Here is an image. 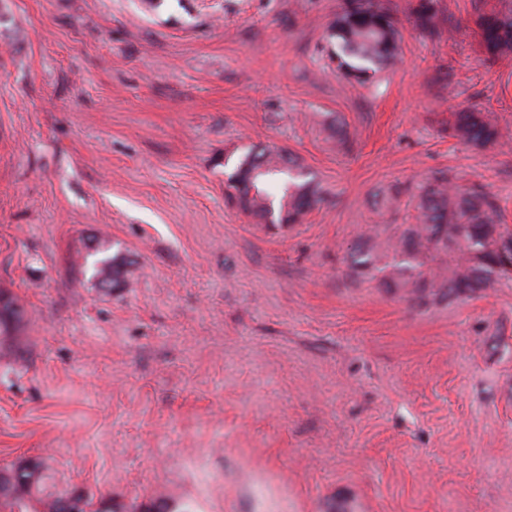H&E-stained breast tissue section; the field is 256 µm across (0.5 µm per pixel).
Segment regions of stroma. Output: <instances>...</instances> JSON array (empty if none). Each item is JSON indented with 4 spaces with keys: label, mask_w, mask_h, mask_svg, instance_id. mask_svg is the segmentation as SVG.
Returning a JSON list of instances; mask_svg holds the SVG:
<instances>
[{
    "label": "stroma",
    "mask_w": 512,
    "mask_h": 512,
    "mask_svg": "<svg viewBox=\"0 0 512 512\" xmlns=\"http://www.w3.org/2000/svg\"><path fill=\"white\" fill-rule=\"evenodd\" d=\"M381 2L398 57L360 83L343 0H0V467L115 512H512V279L423 306L346 263L441 172L512 225V55L479 0ZM473 106L495 145L449 133ZM264 147L320 185L302 223L228 200ZM489 11H481L475 24L481 42L491 57L512 54V1L497 0ZM501 5V9H497ZM125 263L119 256L103 257L92 264V276H102L115 288L123 280Z\"/></svg>",
    "instance_id": "35a3bbf8"
}]
</instances>
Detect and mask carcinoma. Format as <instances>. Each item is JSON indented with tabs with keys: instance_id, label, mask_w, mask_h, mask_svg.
<instances>
[{
	"instance_id": "cac0c4a2",
	"label": "carcinoma",
	"mask_w": 512,
	"mask_h": 512,
	"mask_svg": "<svg viewBox=\"0 0 512 512\" xmlns=\"http://www.w3.org/2000/svg\"><path fill=\"white\" fill-rule=\"evenodd\" d=\"M434 0H420L415 11L418 26L429 25ZM475 24L481 42L492 57L512 54V0H497L481 11ZM344 57L342 65L361 77L373 66L394 56L398 37L395 20L377 0H343L334 23ZM454 135L475 147L495 144L498 129L483 113L465 109L454 114ZM229 198L242 211L272 226L300 223L321 201L316 187L294 171L280 151L247 152L245 160L227 173ZM416 222L400 224L397 235L382 237L377 228L361 239L349 255V266L359 276L403 292L424 304H440L490 287L512 277V229L497 224L496 203L476 188L448 186L444 176L409 192ZM125 263L118 256L92 264V276H102L112 286L122 282ZM0 335L9 336L19 322L11 316V296L0 293ZM44 476L10 492H0V512H57L61 499L41 496Z\"/></svg>"
}]
</instances>
